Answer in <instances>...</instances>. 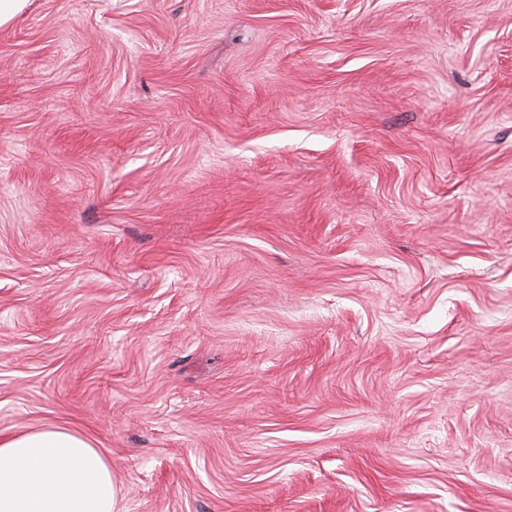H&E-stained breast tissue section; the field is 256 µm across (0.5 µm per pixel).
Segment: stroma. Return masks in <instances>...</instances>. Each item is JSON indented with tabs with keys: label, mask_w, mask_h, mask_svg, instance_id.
<instances>
[{
	"label": "stroma",
	"mask_w": 512,
	"mask_h": 512,
	"mask_svg": "<svg viewBox=\"0 0 512 512\" xmlns=\"http://www.w3.org/2000/svg\"><path fill=\"white\" fill-rule=\"evenodd\" d=\"M121 512H512V0H29L0 27V433Z\"/></svg>",
	"instance_id": "stroma-1"
}]
</instances>
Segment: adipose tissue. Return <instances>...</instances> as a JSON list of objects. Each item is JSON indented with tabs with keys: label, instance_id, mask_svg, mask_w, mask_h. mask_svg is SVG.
I'll use <instances>...</instances> for the list:
<instances>
[{
	"label": "adipose tissue",
	"instance_id": "ef3b65f1",
	"mask_svg": "<svg viewBox=\"0 0 512 512\" xmlns=\"http://www.w3.org/2000/svg\"><path fill=\"white\" fill-rule=\"evenodd\" d=\"M0 512H119L112 465L62 425L1 434Z\"/></svg>",
	"mask_w": 512,
	"mask_h": 512
}]
</instances>
